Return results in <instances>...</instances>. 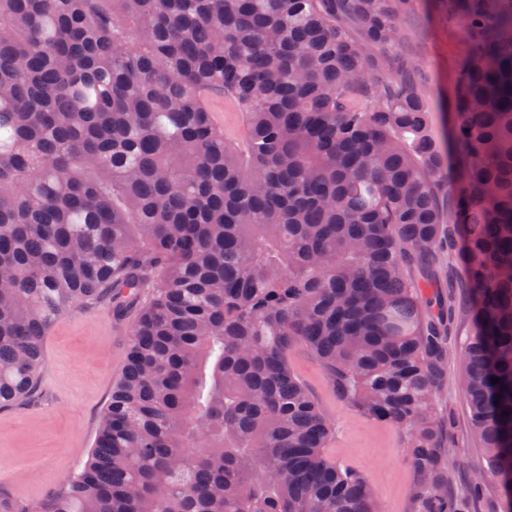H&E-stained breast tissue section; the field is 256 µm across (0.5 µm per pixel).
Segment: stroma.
<instances>
[{
  "label": "stroma",
  "mask_w": 512,
  "mask_h": 512,
  "mask_svg": "<svg viewBox=\"0 0 512 512\" xmlns=\"http://www.w3.org/2000/svg\"><path fill=\"white\" fill-rule=\"evenodd\" d=\"M399 37L401 52L419 69L433 129L438 139L448 141L457 65L467 48L461 28L448 14V0H418L414 11L401 19ZM462 267V256L455 251L436 260L430 270L413 266L412 273L419 279L431 277L433 292L451 296L454 303L448 319L447 376L436 401L442 417L453 423L448 446L464 483L482 473L486 462L470 436L458 382L459 353L472 330L463 293L455 286ZM138 315L135 304L119 314L108 303L79 305L53 323L43 342L45 366L35 395L0 408V465L9 474L0 480L1 496L35 500L87 461ZM289 361L333 425L327 455L369 479L383 512H413L415 476L407 461L404 433L340 399L325 369L305 346L293 347Z\"/></svg>",
  "instance_id": "35a3bbf8"
}]
</instances>
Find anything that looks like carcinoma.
Listing matches in <instances>:
<instances>
[{"label":"carcinoma","instance_id":"cac0c4a2","mask_svg":"<svg viewBox=\"0 0 512 512\" xmlns=\"http://www.w3.org/2000/svg\"><path fill=\"white\" fill-rule=\"evenodd\" d=\"M416 2L0 0V406L55 318L150 291L86 463L0 512H382L325 454L297 343L405 434L416 512H474L435 408L445 303L408 274L456 248L470 433L512 512V0H449L450 182L397 52Z\"/></svg>","mask_w":512,"mask_h":512}]
</instances>
